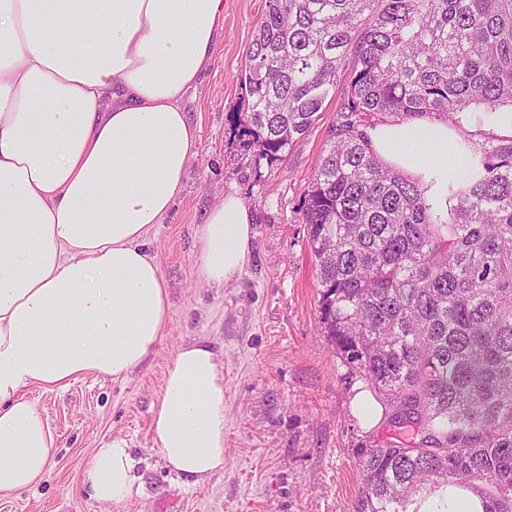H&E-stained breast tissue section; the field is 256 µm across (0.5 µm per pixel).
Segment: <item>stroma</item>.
I'll return each instance as SVG.
<instances>
[{"mask_svg":"<svg viewBox=\"0 0 512 512\" xmlns=\"http://www.w3.org/2000/svg\"><path fill=\"white\" fill-rule=\"evenodd\" d=\"M265 0H224L214 60L185 106L197 155L171 212L149 235L168 287L170 316L154 352L126 378L80 377L67 389L30 388L55 435L49 469L32 490L0 495V512H352L361 473L356 451L392 440L355 409L364 382L319 327V281L304 192L339 120L341 94L284 161L242 163L232 116L241 108L244 68ZM254 215L250 257L221 288L195 273L196 224L225 193ZM209 340L224 367V472L198 486L179 480L154 443L152 408L178 347ZM124 439L140 491L101 510L79 488L102 439Z\"/></svg>","mask_w":512,"mask_h":512,"instance_id":"35a3bbf8","label":"stroma"}]
</instances>
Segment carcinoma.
Returning <instances> with one entry per match:
<instances>
[{
	"instance_id": "cac0c4a2",
	"label": "carcinoma",
	"mask_w": 512,
	"mask_h": 512,
	"mask_svg": "<svg viewBox=\"0 0 512 512\" xmlns=\"http://www.w3.org/2000/svg\"><path fill=\"white\" fill-rule=\"evenodd\" d=\"M344 73L302 220L321 330L397 433L358 450L353 512H402L448 483L512 512V139L468 148L436 213L359 121L512 112V0H266L237 75L245 156L284 160Z\"/></svg>"
}]
</instances>
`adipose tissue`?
Listing matches in <instances>:
<instances>
[{"instance_id":"1","label":"adipose tissue","mask_w":512,"mask_h":512,"mask_svg":"<svg viewBox=\"0 0 512 512\" xmlns=\"http://www.w3.org/2000/svg\"><path fill=\"white\" fill-rule=\"evenodd\" d=\"M224 0H0V493L42 480L55 435L27 391L120 378L155 350L169 294L145 240L183 190L197 135L184 107L213 59ZM376 154L420 180L435 212L466 167L455 129L424 121L370 132ZM254 216L238 193L195 228L200 283L243 271ZM156 446L185 483L224 470V374L212 345L182 344L153 411ZM124 441L80 475L104 506L130 500ZM407 512H485L472 485Z\"/></svg>"}]
</instances>
